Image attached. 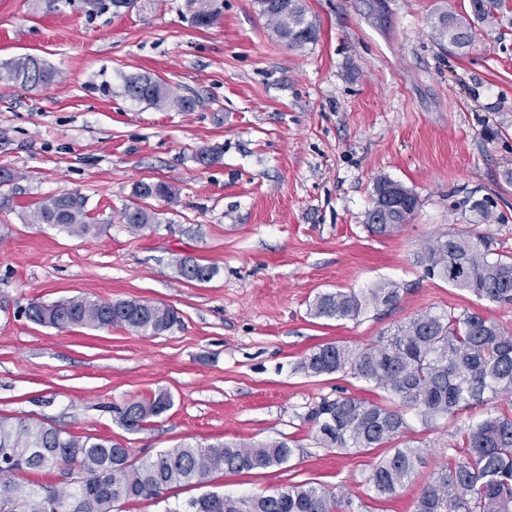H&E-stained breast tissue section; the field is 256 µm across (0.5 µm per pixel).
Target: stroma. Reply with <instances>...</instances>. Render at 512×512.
Masks as SVG:
<instances>
[{"instance_id":"1","label":"stroma","mask_w":512,"mask_h":512,"mask_svg":"<svg viewBox=\"0 0 512 512\" xmlns=\"http://www.w3.org/2000/svg\"><path fill=\"white\" fill-rule=\"evenodd\" d=\"M315 42L286 45L258 0H212L211 26L189 0H0V66L31 55L59 80L30 89L0 79V417L41 420L75 435L120 441L132 460L186 443L293 440L286 464L201 485L117 512H189L208 492L233 497L308 482L349 499L351 512H414L448 459L459 427L512 400L476 405L404 439L424 459L388 499L366 478L387 451L321 447L308 420L322 399L380 402L383 391L347 374L312 376L300 363L320 345L361 348L414 315L465 309L512 330V306L428 277L425 241L481 234L512 255V0L476 23L470 47L440 46V12L470 0H301ZM150 73L193 111L136 103L125 75ZM218 147L217 163L199 150ZM386 177L418 207L389 235L366 214ZM163 180L175 203L154 202L158 225L136 233L121 212L136 183ZM80 193L98 226L83 237L30 214L45 197ZM493 220L475 221L474 201ZM214 266L206 282L174 260ZM391 281L392 307L355 320L317 319L320 293L362 292ZM139 299L178 310L181 326L156 336L127 327L57 329L32 323V301ZM168 393L170 410L129 432L113 406Z\"/></svg>"}]
</instances>
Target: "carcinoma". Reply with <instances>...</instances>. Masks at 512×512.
Segmentation results:
<instances>
[{
  "instance_id": "carcinoma-1",
  "label": "carcinoma",
  "mask_w": 512,
  "mask_h": 512,
  "mask_svg": "<svg viewBox=\"0 0 512 512\" xmlns=\"http://www.w3.org/2000/svg\"><path fill=\"white\" fill-rule=\"evenodd\" d=\"M195 22L202 27L219 17L209 0H197ZM261 14L289 46L316 41L318 29L305 18L299 0H259ZM499 0H470L473 17L494 19ZM436 39L462 50L474 41L470 21L452 11L438 16ZM9 78L36 88L56 81L57 73L34 57H18L6 64ZM123 92L134 102L156 108L174 107L191 112L196 100L176 96L160 78L150 74L122 77ZM396 191L409 202L417 196L403 185L380 178L374 185L373 206L367 213L370 230L388 235L409 221L404 210L388 200ZM172 186L164 181L139 182L122 217L127 227L140 232L153 227L150 201L172 202ZM38 224L60 226L75 236L96 230L89 222L85 197L49 196L33 212ZM426 273L467 290L479 299L512 305V257L492 249L483 236L466 232L429 240L419 255ZM187 281L205 282L215 269L183 256L175 260ZM460 267L463 276L451 271ZM399 289L382 283L366 293H320L310 304L315 318H358L369 305L392 306ZM32 323L58 329H101L125 326L158 335L180 325L178 312L141 300L106 302L73 297L52 304L33 301L26 308ZM302 368L314 376L349 374L387 394L388 403L355 397L324 399L312 408L309 420L317 425L316 440L325 448H378L401 438L415 412L426 428L475 404L512 395V331L475 311H423L396 331L362 348L335 343L313 350ZM172 406L171 397L159 393L116 409L119 424L138 431ZM294 455L288 441L268 443L224 442L185 444L159 451L137 462L118 441L97 435L76 436L40 421L0 417V512H113L124 501H151L180 485H199L216 472L248 473L287 463ZM67 467L75 478L58 488L33 485L25 473ZM422 464V449L406 446L375 464L367 483L377 498L396 495ZM192 512H340L336 495L309 483H290L269 494L230 498L210 492L190 501ZM414 512H512V414L498 410L471 423L448 441V466L421 490Z\"/></svg>"
}]
</instances>
